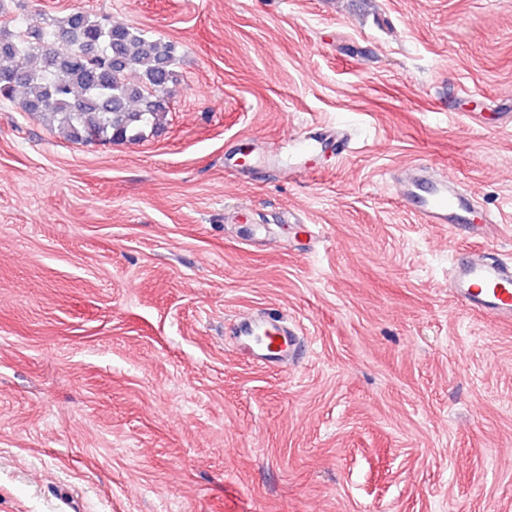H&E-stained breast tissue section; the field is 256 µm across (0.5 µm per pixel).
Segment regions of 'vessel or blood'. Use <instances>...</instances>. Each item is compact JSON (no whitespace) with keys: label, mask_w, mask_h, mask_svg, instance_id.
Here are the masks:
<instances>
[{"label":"vessel or blood","mask_w":512,"mask_h":512,"mask_svg":"<svg viewBox=\"0 0 512 512\" xmlns=\"http://www.w3.org/2000/svg\"><path fill=\"white\" fill-rule=\"evenodd\" d=\"M400 197L412 203L426 224L464 227L482 232L491 219L474 206L456 182L430 168L408 169L400 181ZM453 296L494 323H512V261L493 259L484 252L469 253L454 264L450 275ZM237 344L257 363L293 361L299 346L297 331L285 319L255 317L237 322Z\"/></svg>","instance_id":"obj_1"}]
</instances>
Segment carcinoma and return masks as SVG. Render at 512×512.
I'll return each instance as SVG.
<instances>
[{
	"label": "carcinoma",
	"mask_w": 512,
	"mask_h": 512,
	"mask_svg": "<svg viewBox=\"0 0 512 512\" xmlns=\"http://www.w3.org/2000/svg\"><path fill=\"white\" fill-rule=\"evenodd\" d=\"M176 55L138 27L71 11L37 29L0 28V97L22 93V111L73 142L139 141L170 112Z\"/></svg>",
	"instance_id": "obj_1"
}]
</instances>
